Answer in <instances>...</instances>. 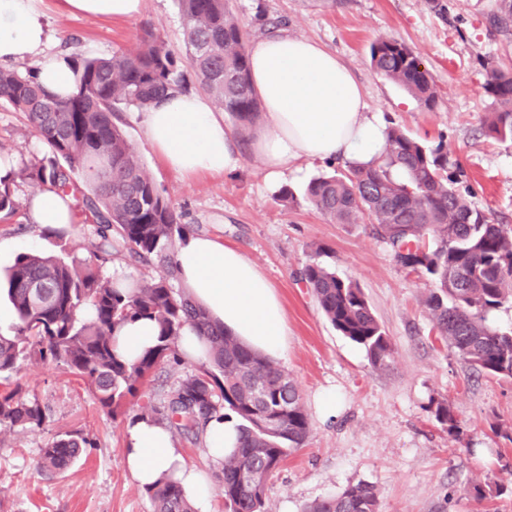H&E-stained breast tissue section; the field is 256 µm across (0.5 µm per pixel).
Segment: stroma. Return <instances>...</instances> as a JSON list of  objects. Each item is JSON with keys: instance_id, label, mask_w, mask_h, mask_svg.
<instances>
[{"instance_id": "1", "label": "stroma", "mask_w": 512, "mask_h": 512, "mask_svg": "<svg viewBox=\"0 0 512 512\" xmlns=\"http://www.w3.org/2000/svg\"><path fill=\"white\" fill-rule=\"evenodd\" d=\"M249 41L280 22L336 54L361 84L370 111L401 126L425 145L445 143L460 165V185L474 208L512 226V141L483 133L493 99L486 90L488 62L512 64V35L491 18L498 0H228ZM50 30L48 52L76 59L108 57L134 47L145 33L185 55L183 20L176 0H146L132 19L61 13L56 0H39ZM396 40L419 55L438 90L434 107L421 104L372 66L370 46ZM123 131L146 173L167 195L183 223L238 248L268 279L288 323L280 364L295 379L310 423L303 444L269 478L263 512H302L314 500L348 486L373 485L379 512H512V380L476 372L432 330L424 299L429 283L404 269L370 221L334 224L305 198L326 162L290 165L280 182L268 181L250 148L230 173L183 176L170 170L145 137L142 116L124 115ZM42 144L25 117L0 103V158L13 170L41 159ZM294 202H278L281 187ZM19 205L0 219V271L19 254L67 251L91 256L86 223L63 228L32 223L27 182L15 183ZM318 262L362 289L394 352L388 369H375L365 349L324 318L301 272ZM192 362L167 365L146 379L118 414L102 408L82 381L63 366L22 362L0 378L1 388L22 387L49 410L39 428L0 430V512H153L145 490L125 466L128 423L141 404L162 406ZM335 405L325 410V396ZM447 401L458 421L449 431L435 418ZM82 431L94 442L65 473L38 468L60 433ZM186 461L206 474L213 512H225L222 470L202 442L177 437ZM480 492H473V485Z\"/></svg>"}]
</instances>
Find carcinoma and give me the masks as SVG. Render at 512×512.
<instances>
[{"label":"carcinoma","mask_w":512,"mask_h":512,"mask_svg":"<svg viewBox=\"0 0 512 512\" xmlns=\"http://www.w3.org/2000/svg\"><path fill=\"white\" fill-rule=\"evenodd\" d=\"M179 3L183 58L149 35L110 57L76 60L78 84L66 99L38 84L31 68H0V101L25 116L47 149L21 177L35 192L81 194V213L94 225L95 258L90 263L66 253L16 257L5 279L16 322L13 335H0V376L26 360L60 364L115 414L158 366L181 362L179 341L184 329H192L207 342L209 362L180 381L163 409L146 404L139 416L159 415L193 442L211 419H235L239 443L222 463L220 491L228 512H263L268 479L309 433L302 396L281 365L226 332L179 287L174 248L189 228L117 124L122 112H147L170 92H188L191 73L242 125L260 112L249 81L246 34L227 0ZM492 23L512 32V0H499ZM370 55L374 69L433 107L437 90L419 54L380 38ZM487 70L494 109L485 134L512 141V69L490 64ZM455 166L444 143L429 148L392 126L378 164L352 163L316 177L306 197L332 223L372 219L397 262L431 283L425 305L438 335L474 370L512 378V331L487 324V314L512 297V234L455 187ZM13 182L10 171L0 176V213L6 217L18 206ZM114 256L155 263L159 274L129 292L100 273ZM302 279L336 331L364 347L375 368H388L393 346L362 289L314 262L304 267ZM138 318L156 324V344L130 363L115 351L113 331ZM435 418L450 433L457 428L445 401L437 403ZM46 419L44 406L22 388L0 392V427L39 428ZM90 446L80 432L61 434L42 449L40 465L63 472ZM148 493L154 512H192L174 481ZM303 512H378V497L373 486L358 483Z\"/></svg>","instance_id":"obj_1"}]
</instances>
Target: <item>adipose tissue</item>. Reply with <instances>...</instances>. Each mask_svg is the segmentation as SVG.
Instances as JSON below:
<instances>
[{
  "mask_svg": "<svg viewBox=\"0 0 512 512\" xmlns=\"http://www.w3.org/2000/svg\"><path fill=\"white\" fill-rule=\"evenodd\" d=\"M38 0H0V62L37 58L46 90L67 96L76 86L73 63L44 54L49 40ZM144 0H57L67 14L130 19ZM250 77L262 106L248 128H234L210 100L193 93L167 97L145 112L144 133L166 165L192 175L227 172L240 162L239 138L250 133L254 153L269 177L282 179L290 162L348 160L370 164L381 156L386 125L371 112L350 69L320 44L303 36L273 35L250 48ZM33 223L53 227L75 221L71 200L43 190L29 207ZM174 260L181 284L233 335L276 358L286 349L288 326L270 283L238 249L192 234L178 242ZM146 319L115 331L116 351L138 359L156 343ZM126 464L137 483L152 488L171 478L179 482L196 512H210L211 488L203 472L189 465L165 424L138 418L126 432Z\"/></svg>",
  "mask_w": 512,
  "mask_h": 512,
  "instance_id": "adipose-tissue-1",
  "label": "adipose tissue"
}]
</instances>
